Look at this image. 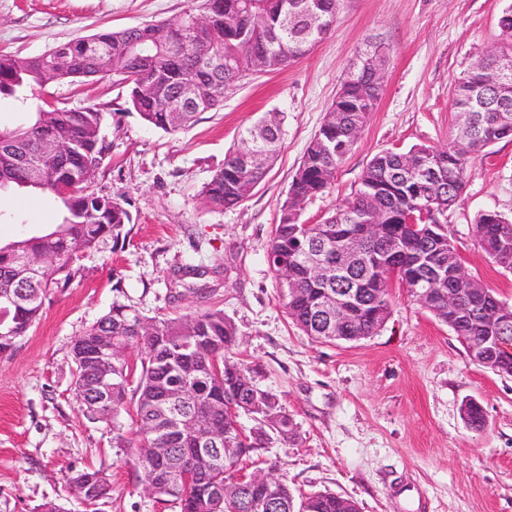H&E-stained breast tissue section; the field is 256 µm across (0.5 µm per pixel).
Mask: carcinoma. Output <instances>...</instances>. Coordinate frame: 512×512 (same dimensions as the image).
Wrapping results in <instances>:
<instances>
[{"instance_id":"carcinoma-1","label":"carcinoma","mask_w":512,"mask_h":512,"mask_svg":"<svg viewBox=\"0 0 512 512\" xmlns=\"http://www.w3.org/2000/svg\"><path fill=\"white\" fill-rule=\"evenodd\" d=\"M339 5L340 0H203L206 21L201 25L194 12L186 11L160 24L104 30L60 43L39 57L0 55V95L17 98L28 88L43 86L48 73L55 81L86 78L103 55L112 74L130 86L132 105L143 121L176 133L194 124L199 114L220 108L253 65L275 71L305 56L328 33ZM499 27L503 47L486 60L485 71L465 70L454 82L458 113L472 109L474 90L481 91L484 107L476 113L475 125L458 126L457 139L444 149L420 146L377 153L352 196L322 222L302 224L298 217L304 205L332 188L383 91L363 67L348 73L292 177L268 248L274 273L281 261L290 269L279 286L290 319L306 335L318 341L336 331V323L319 317V308L338 288L360 295L353 335L377 333L391 313L387 268L396 253L405 266L403 279L411 285L427 265L446 260L451 268L459 259L444 216L460 201L471 158L512 136V7L503 11ZM158 28L168 31V40L157 42ZM193 79L196 102L187 109L179 90ZM102 121V113L91 107L49 106L38 109L25 125L0 132V192L33 188L60 200L64 209L52 230L0 245V355L13 351L26 336L47 293L68 285L78 254L98 249L109 238L116 246L129 233V211L112 196L91 189L109 154ZM47 136L66 143L69 154L59 164L45 162L51 169L61 166L62 172L38 184L29 162L41 161ZM244 136L258 138L272 160L279 150L280 120L275 114L265 117ZM268 168L245 164L236 147L203 187V200L214 209L233 208L251 196ZM365 224H383L386 233L363 241L356 264L336 267L337 253ZM473 232L491 262L512 272V218L481 213ZM39 255H51L56 262L33 280L24 263ZM22 284L38 296L18 312L6 298ZM496 300L489 289L482 296L471 292L462 298L454 321H448L446 311L435 317L460 330L468 350L491 329L512 343V323L503 328L489 315ZM237 342V328L218 309L146 318L118 304L73 345L75 369L88 385L75 390L79 406L95 422L108 423L122 411L131 416L129 445L136 449L132 465L137 481L150 483L158 499L178 504L180 512H253L252 503L267 498L266 486L246 485L238 497L224 499V471H211L192 455L199 435L212 427L224 429V447L234 449L238 465L271 436L293 435L277 398L259 390L248 368L229 357ZM135 344L143 354L137 363L128 357ZM108 353L111 395L98 403L89 385L98 376L97 355ZM176 385L187 388L182 406L195 418L192 432L171 429L164 417L163 405ZM243 414L253 416L257 426L245 429ZM150 448L167 452L157 458ZM192 470L201 478L184 480L183 473ZM68 482L90 483L103 496L110 492L99 470L79 471ZM272 486L274 499L262 512H291L298 503L287 479L276 478ZM298 505L303 512H358L352 500L332 493L308 496Z\"/></svg>"}]
</instances>
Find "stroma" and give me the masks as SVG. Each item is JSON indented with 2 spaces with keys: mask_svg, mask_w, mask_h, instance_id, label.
<instances>
[{
  "mask_svg": "<svg viewBox=\"0 0 512 512\" xmlns=\"http://www.w3.org/2000/svg\"><path fill=\"white\" fill-rule=\"evenodd\" d=\"M193 0H0V54L42 55L56 44L104 29L156 24ZM512 0H342L330 32L305 57L276 72H251L220 109L167 133L145 124L129 88L105 75L53 81L27 103L0 98V129L26 123L38 107H94L105 115L110 153L93 188L131 214L124 244L79 255L67 287L47 296L40 319L0 355V512H179L136 483L132 422L89 420L73 394L72 346L113 305L146 317L195 311L178 287L196 267L206 307L223 310L239 334L234 359L258 389L276 395L296 433L266 443L246 472L286 476L296 496L329 491L359 512H512V375L476 362L445 323L405 289L377 334L323 343L289 318L267 249L292 177L346 78L366 50H382L384 90L330 194L308 202L299 220L321 222L357 188L368 162L386 149L444 147L457 134L453 83L482 50L498 45L499 18ZM282 119V144L265 179L240 205L206 206L201 191L227 151L265 114ZM0 194V242L50 229L59 202ZM512 216V139L472 158L448 234L466 273L512 304V272L477 246L476 217ZM476 402L486 425L462 409ZM101 470L112 491L88 503L67 479Z\"/></svg>",
  "mask_w": 512,
  "mask_h": 512,
  "instance_id": "35a3bbf8",
  "label": "stroma"
}]
</instances>
